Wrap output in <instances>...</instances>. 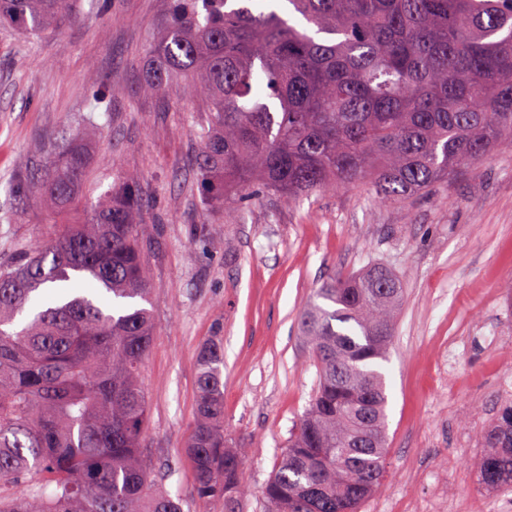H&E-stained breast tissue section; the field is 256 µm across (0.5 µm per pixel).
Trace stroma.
<instances>
[{"label":"stroma","instance_id":"stroma-1","mask_svg":"<svg viewBox=\"0 0 512 512\" xmlns=\"http://www.w3.org/2000/svg\"><path fill=\"white\" fill-rule=\"evenodd\" d=\"M164 0H82L76 15L32 39L0 26V264L74 213L13 192L24 160L89 132L83 199L113 174L137 178L156 339L145 359L149 414L143 445L170 469L184 512H221L197 500L183 444L197 406V351L224 339V432L246 450L247 512L279 463L318 383L299 333L315 288L379 261L402 280L390 359L387 470L361 512H512V488L479 486L483 434L512 404V142L478 167H459L449 191L379 203L369 183L297 202L261 196L215 210L193 171L200 98L166 105L143 93L144 56ZM108 86V111L95 106Z\"/></svg>","mask_w":512,"mask_h":512}]
</instances>
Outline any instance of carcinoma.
<instances>
[{"label": "carcinoma", "instance_id": "1", "mask_svg": "<svg viewBox=\"0 0 512 512\" xmlns=\"http://www.w3.org/2000/svg\"><path fill=\"white\" fill-rule=\"evenodd\" d=\"M167 0L144 91L205 99L196 177L222 208L258 185L293 201L370 182L384 204L448 189L512 138V0ZM75 0H0L38 36ZM86 141L54 148L40 201L75 202ZM137 180L117 175L82 223L0 265V512H184L143 446L154 340ZM402 280L380 262L315 289L299 316L319 382L265 484V512H359L387 461V360ZM184 448L194 493L244 512L245 450L224 434V340L197 353ZM367 435L369 446L354 448ZM477 481L512 484V405L483 435Z\"/></svg>", "mask_w": 512, "mask_h": 512}]
</instances>
